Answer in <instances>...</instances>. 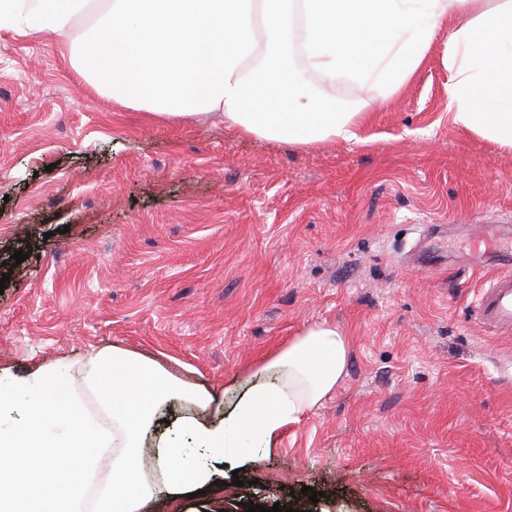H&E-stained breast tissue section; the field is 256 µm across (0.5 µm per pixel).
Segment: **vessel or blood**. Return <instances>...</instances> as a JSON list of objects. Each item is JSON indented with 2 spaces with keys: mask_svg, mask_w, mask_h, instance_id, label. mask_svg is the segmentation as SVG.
I'll use <instances>...</instances> for the list:
<instances>
[{
  "mask_svg": "<svg viewBox=\"0 0 512 512\" xmlns=\"http://www.w3.org/2000/svg\"><path fill=\"white\" fill-rule=\"evenodd\" d=\"M469 261L487 264L495 273L482 288L472 309L477 324L495 336L512 335V234L494 222L480 225L469 236ZM447 257L444 231L432 236L421 262L428 267L442 265Z\"/></svg>",
  "mask_w": 512,
  "mask_h": 512,
  "instance_id": "1",
  "label": "vessel or blood"
}]
</instances>
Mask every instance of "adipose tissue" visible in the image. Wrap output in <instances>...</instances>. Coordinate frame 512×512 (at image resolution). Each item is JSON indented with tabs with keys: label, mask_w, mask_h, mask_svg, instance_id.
Listing matches in <instances>:
<instances>
[{
	"label": "adipose tissue",
	"mask_w": 512,
	"mask_h": 512,
	"mask_svg": "<svg viewBox=\"0 0 512 512\" xmlns=\"http://www.w3.org/2000/svg\"><path fill=\"white\" fill-rule=\"evenodd\" d=\"M89 2L0 0V29L60 38L79 74L119 106L169 117L217 113L246 135L298 146L359 140L364 121L361 108L322 101L308 72L332 80L346 69L396 91L455 16L445 48L452 121L512 147V0L494 9L488 0H104L96 22L75 34ZM297 27L302 69L286 50ZM254 56L259 66L245 70ZM346 363L340 329L308 327L262 365L286 379L253 384L228 410L223 390L185 384L135 351L100 349L84 374L97 416L86 411L68 360L22 375L0 368V407L27 414L20 424L0 421V512H77L95 479V512H143L160 496L213 492L225 465L248 467L257 449H271L335 388ZM174 398L195 416L164 422ZM151 432L153 481L139 457ZM183 436L193 450L181 446Z\"/></svg>",
	"instance_id": "adipose-tissue-1"
}]
</instances>
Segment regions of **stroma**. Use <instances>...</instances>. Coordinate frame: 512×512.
Here are the masks:
<instances>
[{"mask_svg":"<svg viewBox=\"0 0 512 512\" xmlns=\"http://www.w3.org/2000/svg\"><path fill=\"white\" fill-rule=\"evenodd\" d=\"M447 41L393 93L310 72L369 123L305 147L114 106L58 41L0 30L1 368L113 346L229 405L305 328L347 339L333 392L240 485L144 512H288L305 486L315 512H512V340L471 318L491 273L407 265L432 225L457 253L512 222V149L451 123Z\"/></svg>","mask_w":512,"mask_h":512,"instance_id":"35a3bbf8","label":"stroma"}]
</instances>
